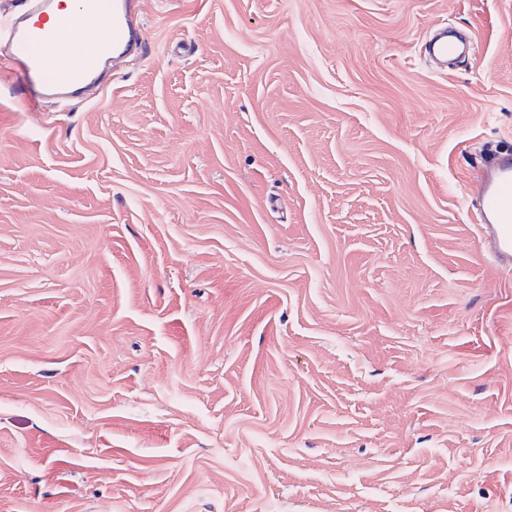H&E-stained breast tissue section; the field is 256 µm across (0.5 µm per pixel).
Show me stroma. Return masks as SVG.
I'll return each mask as SVG.
<instances>
[{
    "mask_svg": "<svg viewBox=\"0 0 512 512\" xmlns=\"http://www.w3.org/2000/svg\"><path fill=\"white\" fill-rule=\"evenodd\" d=\"M0 76V512H512V0H139ZM473 39L445 71L435 22ZM136 1L79 0L73 14L60 16V0H30L26 15L1 18V30L6 25L9 34L1 49L0 71L11 73L32 105L48 98L78 97L117 59L143 48L142 31L133 20ZM81 27L94 28L96 35L75 48L64 37ZM64 54H74L71 68L56 66V58ZM480 241L498 262H512V154L495 155L483 162Z\"/></svg>",
    "mask_w": 512,
    "mask_h": 512,
    "instance_id": "35a3bbf8",
    "label": "stroma"
}]
</instances>
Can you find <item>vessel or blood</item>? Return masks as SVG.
I'll return each mask as SVG.
<instances>
[{
    "label": "vessel or blood",
    "mask_w": 512,
    "mask_h": 512,
    "mask_svg": "<svg viewBox=\"0 0 512 512\" xmlns=\"http://www.w3.org/2000/svg\"><path fill=\"white\" fill-rule=\"evenodd\" d=\"M28 13L6 19L8 38L0 45V71L4 70L22 87L34 105L54 98L68 101L78 97L117 59L143 48L141 29L133 20L136 0H78L73 14L59 15L60 0H30ZM89 27L94 38L75 47L68 32ZM464 47L440 26L427 46L431 57L447 60L463 53ZM71 54V68L56 65L58 56ZM482 182L480 241L498 262H512V154L485 160Z\"/></svg>",
    "instance_id": "b4317fda"
}]
</instances>
